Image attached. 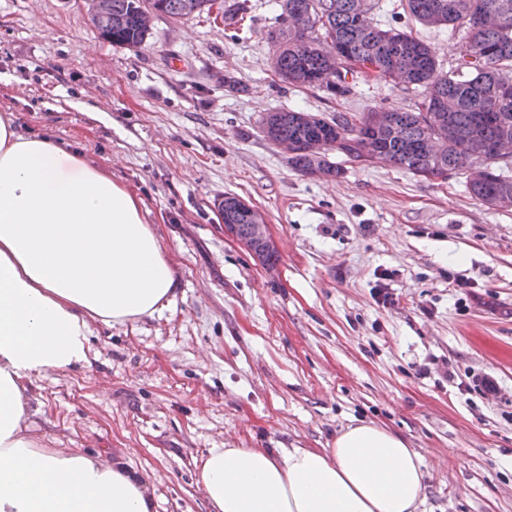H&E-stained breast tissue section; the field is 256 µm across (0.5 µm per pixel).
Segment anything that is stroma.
<instances>
[{"instance_id":"1","label":"stroma","mask_w":512,"mask_h":512,"mask_svg":"<svg viewBox=\"0 0 512 512\" xmlns=\"http://www.w3.org/2000/svg\"><path fill=\"white\" fill-rule=\"evenodd\" d=\"M371 3L379 27L431 45L438 72L458 65L461 33L405 0ZM249 5L231 26L157 18L136 49L103 42L85 0H0V113L139 197L178 280L153 317L92 322L88 368L30 384L31 434L124 465L154 512H210V449L319 450L359 418L422 456L421 512H512V209L474 199L462 171L427 179L336 151L340 177L295 171L263 114L357 119L421 95L280 81L276 0ZM227 193L262 215L274 267L225 233Z\"/></svg>"}]
</instances>
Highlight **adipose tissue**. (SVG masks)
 Instances as JSON below:
<instances>
[{
	"label": "adipose tissue",
	"instance_id": "ef3b65f1",
	"mask_svg": "<svg viewBox=\"0 0 512 512\" xmlns=\"http://www.w3.org/2000/svg\"><path fill=\"white\" fill-rule=\"evenodd\" d=\"M177 285L140 199L0 113V512H153L127 468L38 445L27 390L89 367L92 322L153 317ZM198 480L212 512H418L425 470L401 437L357 420L319 451L211 449Z\"/></svg>",
	"mask_w": 512,
	"mask_h": 512
}]
</instances>
